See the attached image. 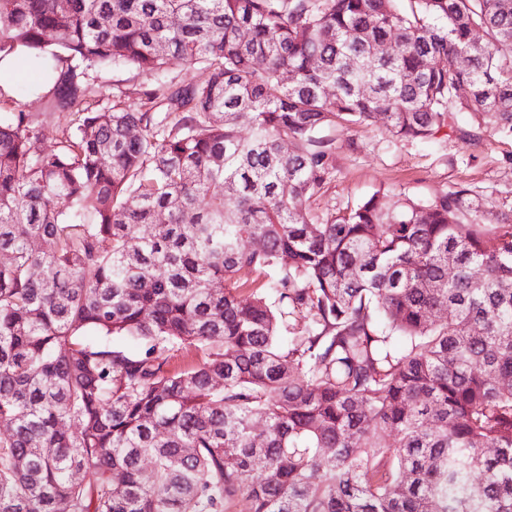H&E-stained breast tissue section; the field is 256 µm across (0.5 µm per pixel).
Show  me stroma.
Masks as SVG:
<instances>
[{"label":"stroma","instance_id":"1","mask_svg":"<svg viewBox=\"0 0 512 512\" xmlns=\"http://www.w3.org/2000/svg\"><path fill=\"white\" fill-rule=\"evenodd\" d=\"M92 81L103 94L102 105L118 97L133 108L139 107L147 84L144 75L124 66L95 71ZM34 89L33 81L22 79L0 99V110L26 112L43 146L50 147L61 139L66 117L50 114L48 94ZM335 137L336 169L322 194L306 204L314 223L380 191L388 205L404 195L431 200L454 194L460 222L512 224V136L479 129L467 115L456 113L446 133L428 142L393 140L380 123L340 128Z\"/></svg>","mask_w":512,"mask_h":512}]
</instances>
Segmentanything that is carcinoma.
Returning a JSON list of instances; mask_svg holds the SVG:
<instances>
[{
    "mask_svg": "<svg viewBox=\"0 0 512 512\" xmlns=\"http://www.w3.org/2000/svg\"><path fill=\"white\" fill-rule=\"evenodd\" d=\"M23 50L73 131L0 114V512H512V224L306 211L338 126L512 134V0H0ZM167 75L177 81L204 83L208 79V70L202 66L187 68L178 60H172L168 65ZM91 76V82L102 90L103 97H101L100 104L111 106L113 100L121 97L120 100L127 106L139 107L140 93L147 85V80L137 70L124 66L108 67L92 72Z\"/></svg>",
    "mask_w": 512,
    "mask_h": 512,
    "instance_id": "obj_1",
    "label": "carcinoma"
}]
</instances>
